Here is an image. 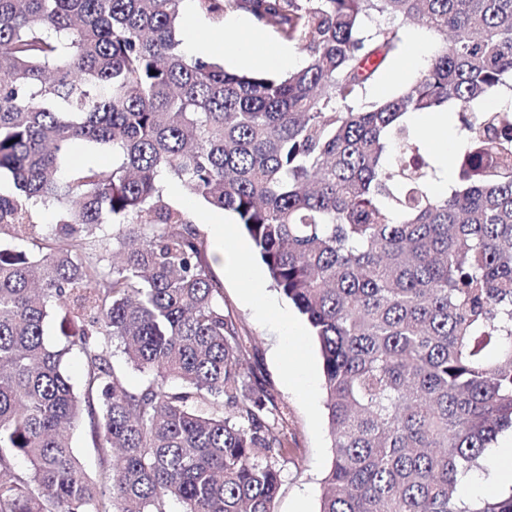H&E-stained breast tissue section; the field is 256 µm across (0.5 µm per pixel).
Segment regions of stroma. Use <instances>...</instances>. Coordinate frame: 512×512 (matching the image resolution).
I'll return each mask as SVG.
<instances>
[{
  "label": "stroma",
  "mask_w": 512,
  "mask_h": 512,
  "mask_svg": "<svg viewBox=\"0 0 512 512\" xmlns=\"http://www.w3.org/2000/svg\"><path fill=\"white\" fill-rule=\"evenodd\" d=\"M417 40L424 41L433 51L442 45L441 37L426 27L404 25L402 44L370 88V98L392 95L404 80H416V73H409L404 80L396 73ZM224 227L228 238L244 246L245 253L240 258L250 270L246 276L232 273L229 266L239 257L232 248H225L223 264L212 267L224 287V306L255 346L259 372L288 406L295 454L282 473L275 512H318L323 479L333 458L319 346L304 317L273 288L265 265L255 258L251 240L233 215H225Z\"/></svg>",
  "instance_id": "35a3bbf8"
}]
</instances>
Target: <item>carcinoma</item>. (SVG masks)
Returning <instances> with one entry per match:
<instances>
[{
    "label": "carcinoma",
    "instance_id": "obj_1",
    "mask_svg": "<svg viewBox=\"0 0 512 512\" xmlns=\"http://www.w3.org/2000/svg\"><path fill=\"white\" fill-rule=\"evenodd\" d=\"M185 2L0 0V512H275L287 406L168 181L234 215L319 344V512H512L457 492L512 429V107L478 111L512 91V0H192L297 45L286 74L187 55ZM406 22L447 41L368 102ZM439 110L464 141L446 195L408 124ZM78 141L112 164L63 172ZM71 445L86 474L94 478L99 469V457L92 440L84 427L76 428L71 436Z\"/></svg>",
    "mask_w": 512,
    "mask_h": 512
}]
</instances>
